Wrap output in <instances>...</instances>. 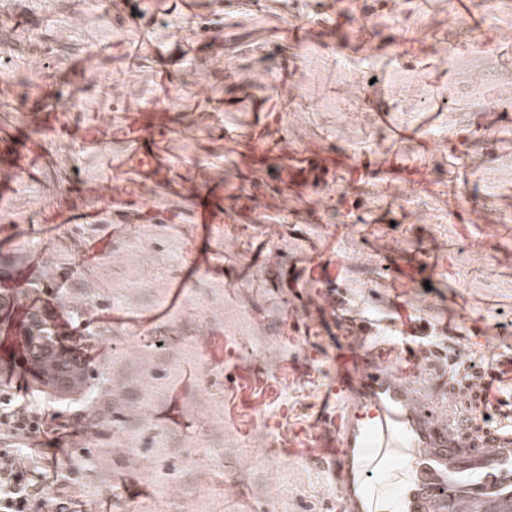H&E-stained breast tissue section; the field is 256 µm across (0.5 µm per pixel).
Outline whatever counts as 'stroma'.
I'll return each instance as SVG.
<instances>
[{
	"mask_svg": "<svg viewBox=\"0 0 512 512\" xmlns=\"http://www.w3.org/2000/svg\"><path fill=\"white\" fill-rule=\"evenodd\" d=\"M469 35L493 57L449 67ZM1 45L0 389L31 384L34 307L86 321L97 379L51 403L48 496L338 512L320 417L357 352L449 417L512 414V0H0Z\"/></svg>",
	"mask_w": 512,
	"mask_h": 512,
	"instance_id": "obj_1",
	"label": "stroma"
}]
</instances>
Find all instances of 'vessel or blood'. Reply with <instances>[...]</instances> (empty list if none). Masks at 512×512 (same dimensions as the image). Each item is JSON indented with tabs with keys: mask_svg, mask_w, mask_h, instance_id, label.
<instances>
[{
	"mask_svg": "<svg viewBox=\"0 0 512 512\" xmlns=\"http://www.w3.org/2000/svg\"><path fill=\"white\" fill-rule=\"evenodd\" d=\"M331 463L340 512H512V423L435 419L418 386L358 372Z\"/></svg>",
	"mask_w": 512,
	"mask_h": 512,
	"instance_id": "1",
	"label": "vessel or blood"
}]
</instances>
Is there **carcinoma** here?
<instances>
[{
	"mask_svg": "<svg viewBox=\"0 0 512 512\" xmlns=\"http://www.w3.org/2000/svg\"><path fill=\"white\" fill-rule=\"evenodd\" d=\"M21 355L36 385V395L55 392L63 397L96 390L91 367L77 353L59 345L60 326L43 308H34L17 328Z\"/></svg>",
	"mask_w": 512,
	"mask_h": 512,
	"instance_id": "obj_1",
	"label": "carcinoma"
}]
</instances>
